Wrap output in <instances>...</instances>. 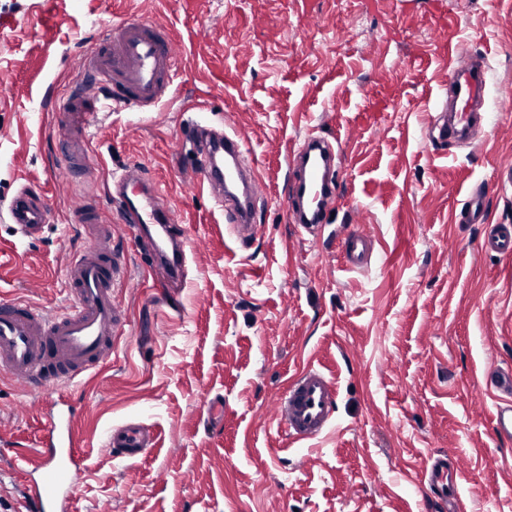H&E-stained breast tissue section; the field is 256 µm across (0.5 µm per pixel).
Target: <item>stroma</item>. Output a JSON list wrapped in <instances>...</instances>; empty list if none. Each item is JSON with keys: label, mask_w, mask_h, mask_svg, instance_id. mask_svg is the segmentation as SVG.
I'll list each match as a JSON object with an SVG mask.
<instances>
[{"label": "stroma", "mask_w": 512, "mask_h": 512, "mask_svg": "<svg viewBox=\"0 0 512 512\" xmlns=\"http://www.w3.org/2000/svg\"><path fill=\"white\" fill-rule=\"evenodd\" d=\"M120 18L168 27L186 70L154 111L101 114L73 180L58 171L52 101ZM463 48L492 66L488 122L477 144L441 152L429 121ZM197 126L237 131L265 185L248 243L196 181ZM311 134L333 143L340 186L316 237L284 207L288 155ZM510 159L512 0H0V297L65 304L87 202L113 221L130 271L109 363L33 396L0 376V448L32 451L65 398L82 407L86 455L70 512H424L418 481L439 453L459 459L469 512H512V445L492 433L490 385L512 367V258L480 248L486 225L512 224ZM132 165L192 239L173 301L107 194ZM26 187L52 207L34 237L9 216ZM476 188L484 223H454ZM354 224L374 235L366 271L338 253ZM310 363L333 374L337 407L322 438L294 445L270 411ZM128 420L151 427L153 448L104 455Z\"/></svg>", "instance_id": "obj_1"}]
</instances>
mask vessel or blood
Returning a JSON list of instances; mask_svg holds the SVG:
<instances>
[{"instance_id":"obj_1","label":"vessel or blood","mask_w":512,"mask_h":512,"mask_svg":"<svg viewBox=\"0 0 512 512\" xmlns=\"http://www.w3.org/2000/svg\"><path fill=\"white\" fill-rule=\"evenodd\" d=\"M185 60L167 30L158 24L122 19L112 25L98 47L85 54L82 72L87 88L56 100L54 111L61 133L60 164L68 173L84 168L88 157L89 130L100 112L131 109L150 112L167 97L172 80ZM448 89L462 109L455 117L441 112L430 123L433 143L446 146L463 138L474 121L473 105L481 100L486 78L478 62L449 65ZM244 145L238 136H200L197 147L196 181L211 193L242 185L241 195L226 196L219 205L224 218L240 241L256 236L252 220L253 201L260 190L257 174H246L241 158ZM336 156L329 142L311 136L293 150L289 158L290 190L286 213L291 223L310 233L322 230L326 207L335 200L338 182ZM122 223L144 224L164 240H173L171 258L163 268L167 278L187 273L189 241L174 240L171 217L161 203V193L148 177L131 171L114 178ZM485 195L474 190L467 197L461 218L482 223ZM10 219L23 235L40 231L51 209L47 200L21 192L11 203ZM75 223L85 225L92 246L70 260L66 270L67 299L57 311L48 312L33 302L13 298L0 301V373L20 389L37 393L47 387L79 383L112 358L114 342L126 323L116 288L128 277V267L112 245V227L105 224L92 205L75 212ZM484 252L511 257L512 225L495 224L485 232ZM339 249L351 269L367 268L374 241L364 226L351 227L340 239ZM492 384L502 394L492 430L497 439L512 441V368L494 371ZM338 389L334 378L314 366L303 368L276 403L273 416L278 429L295 442L319 439L335 412ZM78 410L61 401L44 415V428L34 458L19 469L23 477L21 495L26 512H69L70 500L84 470L81 442L75 435ZM154 442L150 428L129 421L113 426L104 448L113 457L134 459ZM448 457L440 455L425 469L424 495L451 512H465L457 492L448 488Z\"/></svg>"}]
</instances>
